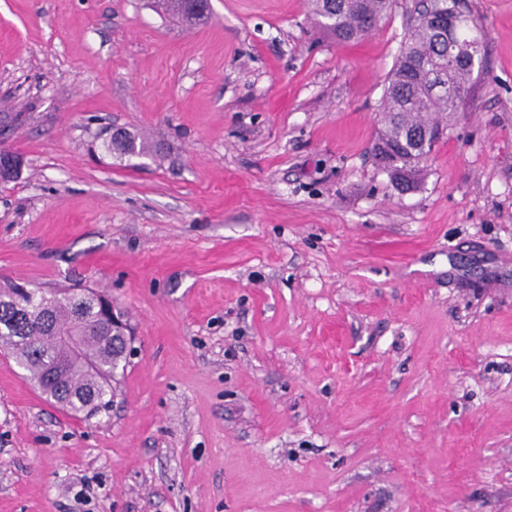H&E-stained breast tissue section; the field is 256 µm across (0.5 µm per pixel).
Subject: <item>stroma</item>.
Here are the masks:
<instances>
[{"label": "stroma", "mask_w": 512, "mask_h": 512, "mask_svg": "<svg viewBox=\"0 0 512 512\" xmlns=\"http://www.w3.org/2000/svg\"><path fill=\"white\" fill-rule=\"evenodd\" d=\"M209 3L0 0V285L135 331L88 421L0 353V512H512V0H464L484 68L406 194L374 144L419 0L343 45ZM107 149L117 156H140L145 154H156L160 151L157 144L150 143L138 133L121 130L119 133L106 140Z\"/></svg>", "instance_id": "1"}]
</instances>
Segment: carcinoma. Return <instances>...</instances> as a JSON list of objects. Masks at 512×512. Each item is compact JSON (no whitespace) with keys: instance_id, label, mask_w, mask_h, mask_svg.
Here are the masks:
<instances>
[{"instance_id":"cac0c4a2","label":"carcinoma","mask_w":512,"mask_h":512,"mask_svg":"<svg viewBox=\"0 0 512 512\" xmlns=\"http://www.w3.org/2000/svg\"><path fill=\"white\" fill-rule=\"evenodd\" d=\"M455 0H429L423 5L415 26L406 37L388 78L381 100L384 129L378 143L385 144L431 124L429 115L446 112L448 122L460 119V112L474 80L475 68L467 63L448 62V44L440 40L428 20L432 13H446ZM392 0H352L336 17L325 22L327 0H313V14L322 34L337 43L352 42L368 34L362 20L376 22L388 14ZM476 28L467 16L452 41L464 47L483 43L472 35ZM442 77L449 94L433 95L434 78ZM107 149L117 156L156 154L159 146L138 133L121 130L106 140ZM426 157L404 154L391 166L415 173ZM102 295L91 289L79 293L55 291L46 296L32 291L27 297L21 284L0 286V347L37 380L43 393L56 399L73 417L90 420L109 410L112 404L114 368L127 359L125 340L112 336V310L98 307ZM72 331L84 337V350L76 357H61L50 339L52 331Z\"/></svg>"}]
</instances>
